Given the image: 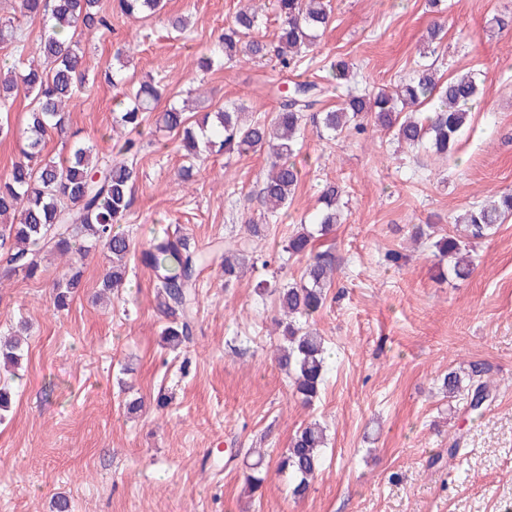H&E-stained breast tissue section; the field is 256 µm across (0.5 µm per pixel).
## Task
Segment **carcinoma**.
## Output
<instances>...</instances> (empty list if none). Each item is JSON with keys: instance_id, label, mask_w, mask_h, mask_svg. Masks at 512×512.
<instances>
[{"instance_id": "obj_1", "label": "carcinoma", "mask_w": 512, "mask_h": 512, "mask_svg": "<svg viewBox=\"0 0 512 512\" xmlns=\"http://www.w3.org/2000/svg\"><path fill=\"white\" fill-rule=\"evenodd\" d=\"M164 6V0H113V9L133 20L154 17ZM13 11L20 18L41 23L48 31L39 43V61L35 62L27 58L26 39L14 18L0 17V44L12 47L11 64L0 68L1 140L17 136L9 112L18 90L34 94L35 100L23 131L21 156L0 177V280L19 273L36 277L42 272L41 253L45 250L83 258L100 245L112 263L100 283V293L124 286L131 241L115 226L130 213L136 157L146 140L148 113L159 111L156 128L182 136L187 158L192 160L221 151L267 150L271 165L261 196L267 216L274 217L288 205L302 182L304 173L291 158L301 150L307 123H313L320 135L334 139L345 132H366L371 119L393 139L446 157L453 153L480 92L478 74L460 73L442 83L429 64L414 70L393 93L368 97L350 85V66L340 61L330 65L332 80L327 86L295 84L267 118L247 120V106L232 102L193 123L178 104L158 110L159 85L143 82L137 87L127 86L125 52L119 50L106 78L114 86H125L118 104L119 124L134 136L126 138L114 155H101L94 145L75 140L67 156L57 158L44 153L45 139L52 133L66 132L78 84L86 80L83 42L111 29V19L103 12L101 0H13ZM275 13L276 57L283 68L294 69L330 24L331 0H275ZM260 23L258 10L238 11L220 40L221 56L229 62L266 56L267 44L253 36ZM338 90L342 92L339 107L316 109L322 96ZM339 197L340 189L334 183L325 184L320 192L317 224L322 236L340 223ZM509 218L512 190L501 193L494 204L475 205L456 218L467 226L465 241L450 233L434 237L436 226L432 224L416 225L413 236L434 239L432 246L438 256L448 259V275L461 279L471 273L472 263L466 259L469 241L494 234ZM314 241V233L304 224L289 237L286 252L307 259V264L299 280L274 287L276 306L284 316L279 322L286 343L281 364L305 404L319 397L324 383V339L310 329L309 322L326 305L335 269L333 252L315 250ZM215 257L222 259L228 284L246 261L245 254L230 250ZM141 262L153 272L159 309L172 318V324L163 331V340L169 346H179L193 334L197 272L204 258L190 249L183 236L174 235L155 240L141 253ZM80 288L81 272L72 266L53 284L57 307L66 306ZM22 357L21 341L0 342V364L16 366ZM485 372V365L475 362L464 376L450 370L442 378L441 387L448 396L464 394L474 419L482 417L494 399L488 382L482 380ZM326 440L325 428L316 422L299 428L291 437L278 470L288 474L294 496H305L321 469L320 450ZM247 453L257 456L245 476L255 491L265 480L263 455L257 448Z\"/></svg>"}]
</instances>
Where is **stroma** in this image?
<instances>
[{
  "instance_id": "35a3bbf8",
  "label": "stroma",
  "mask_w": 512,
  "mask_h": 512,
  "mask_svg": "<svg viewBox=\"0 0 512 512\" xmlns=\"http://www.w3.org/2000/svg\"><path fill=\"white\" fill-rule=\"evenodd\" d=\"M248 3L266 19L260 37L273 42V0H166L145 22L113 14L111 32L86 46L91 77L71 130L111 150L123 90L102 75L120 49L130 52L127 79L161 81L163 100L194 89L196 112L242 101L267 117L276 89L329 80L333 61L350 64L360 92L392 88L422 64L436 24L441 73L481 75L471 122L446 159L377 130L333 141L307 130L296 158L304 178L260 241L247 226L262 221L268 152L210 155L179 185L181 141L157 132L138 155L121 224L132 243L126 288L97 299L100 249L83 258V286L64 308L51 288L68 267L58 255L44 256L40 277L0 287V336L28 325L19 368L0 375L15 394L0 418V512H54L60 496L71 512H512V220L475 241L465 280L440 278L430 241L412 236L417 224L447 232L470 206L512 189V0H451L446 12L429 0H332L333 25L294 71L273 58L199 68L201 52ZM184 15L189 30L173 31L168 18ZM328 183L342 190L341 222L327 238L336 275L312 323L326 341L327 372L306 406L277 362L273 298L257 284L299 279L303 262L284 244L311 222ZM176 227L192 247L232 243L251 263L230 285L219 264L200 268L196 330L173 351L138 257ZM390 250L402 255L392 267ZM473 361L489 368L494 395L476 420L438 389L448 369ZM134 399L143 407L132 413ZM315 420L326 428L324 465L297 500L277 464L294 432ZM456 442L463 452L452 459ZM241 448L265 453L267 479L254 493Z\"/></svg>"
}]
</instances>
